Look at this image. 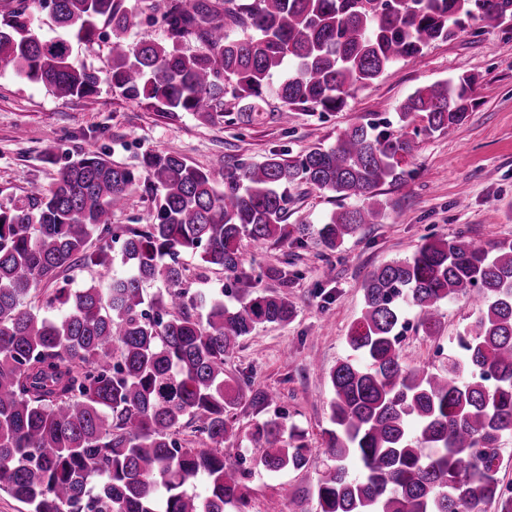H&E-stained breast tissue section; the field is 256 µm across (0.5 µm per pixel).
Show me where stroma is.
I'll list each match as a JSON object with an SVG mask.
<instances>
[{"label": "stroma", "mask_w": 512, "mask_h": 512, "mask_svg": "<svg viewBox=\"0 0 512 512\" xmlns=\"http://www.w3.org/2000/svg\"><path fill=\"white\" fill-rule=\"evenodd\" d=\"M470 75L473 107L449 132L420 139L408 167L413 178L399 187L383 185L376 202L378 223L365 225L330 252L316 238L304 244L243 240L246 266L262 276L260 285L278 291L266 271L288 266L296 277L287 288L296 306L292 322L262 325L241 339L224 370L249 378L252 389L273 390V408L242 401L237 435L226 446L249 472L252 512L278 502L282 512H315L317 478L325 471L323 432L330 426L327 380L350 355L347 338L363 308L362 284L384 263L411 256L428 235L466 237L491 247L512 241V22H480L457 39L435 42L422 55L393 64L383 77L359 88L336 112L295 107L289 124L275 111L280 103L236 120L238 101L225 99L231 118L205 119L192 112L171 116L123 98L101 85L94 104L55 97L44 85L0 67V206L47 190L59 170L77 155L97 151L108 159L139 165L149 151L176 153L209 169L219 164L259 163L287 150L298 156L314 146L334 145L361 119L397 123L400 103L420 86ZM334 194L305 185L290 189L287 223L322 224L338 210ZM154 203L146 183L133 186L125 206L112 215L114 226L150 223ZM334 277H326V268ZM474 308L466 299L441 305L442 332H423L416 311L406 314L401 352L408 362L439 368L448 362V340L470 324ZM283 410L288 425L303 431L313 450L302 471L267 472L256 467L247 437L258 422Z\"/></svg>", "instance_id": "obj_1"}]
</instances>
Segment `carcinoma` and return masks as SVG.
Segmentation results:
<instances>
[{"label":"carcinoma","mask_w":512,"mask_h":512,"mask_svg":"<svg viewBox=\"0 0 512 512\" xmlns=\"http://www.w3.org/2000/svg\"><path fill=\"white\" fill-rule=\"evenodd\" d=\"M26 3L0 18V64L58 98L91 101L106 83L161 112L212 119L228 96L263 112L272 95L285 124L293 106L341 109L395 62L477 22L512 21V0H137L167 44H131L126 0H51L63 31L51 39ZM101 24L114 35L103 77L72 59V39L91 42ZM191 40L199 47L188 54ZM473 85L462 75L419 87L399 106V129L354 123L335 145L293 159L281 151L202 170L149 152L135 169L84 152L48 190L0 208V491L27 512H246L247 474L224 441L250 381L224 378L225 359L256 326L288 323L294 303L258 287L240 242L315 235L334 250L378 223L370 200L408 182L420 136L464 122ZM142 179L159 193L153 222L113 226ZM299 184L364 204L290 230L287 191ZM184 255L224 271L234 303L222 290L188 295ZM117 260L124 273L106 293L93 281L58 286L67 271H109ZM155 281L165 292L148 305ZM362 288L352 355L328 374L332 465L316 484V512H512L499 477L512 436V242L490 252L462 234L434 238L373 269ZM460 296L478 315L449 340L448 366L408 364L404 308L434 335L440 304ZM285 420L278 409L251 432L270 472L310 461L304 434ZM184 427L192 438L181 441Z\"/></svg>","instance_id":"obj_1"}]
</instances>
